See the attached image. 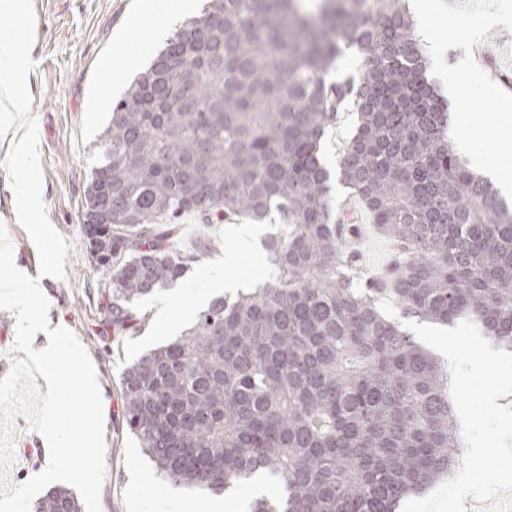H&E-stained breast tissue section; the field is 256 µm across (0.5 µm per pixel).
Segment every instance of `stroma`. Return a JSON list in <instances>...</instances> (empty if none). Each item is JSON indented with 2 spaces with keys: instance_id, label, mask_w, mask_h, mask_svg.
<instances>
[{
  "instance_id": "1",
  "label": "stroma",
  "mask_w": 512,
  "mask_h": 512,
  "mask_svg": "<svg viewBox=\"0 0 512 512\" xmlns=\"http://www.w3.org/2000/svg\"><path fill=\"white\" fill-rule=\"evenodd\" d=\"M35 43L27 77L31 114L37 121L43 199L48 216L70 249L65 279L41 278L50 304L51 326L70 330L87 349L105 403L106 470L100 512H195L210 499L208 491L160 483L152 463L130 435L123 418L119 382L124 367L146 350L178 334L212 297L213 273L251 288L269 279L263 251H242L236 232L245 220L231 217L209 223L186 213L175 222L178 246L198 251L185 276L138 308L145 322L138 333L101 337L97 299L105 280L82 244L84 190L90 180L94 144L108 122L113 102L137 71L145 70L175 30L159 13L136 12L134 0H33ZM478 65L490 75L512 77V31L491 29L473 48ZM11 135L0 136V223L6 227L14 262L37 277L36 248L16 218L6 170ZM365 274L385 271L396 243L362 221L353 242ZM39 277V276H38ZM14 455L5 470V486L26 482L46 466L48 446L25 417H17Z\"/></svg>"
}]
</instances>
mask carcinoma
I'll return each instance as SVG.
<instances>
[{
  "mask_svg": "<svg viewBox=\"0 0 512 512\" xmlns=\"http://www.w3.org/2000/svg\"><path fill=\"white\" fill-rule=\"evenodd\" d=\"M358 84L332 81L345 52ZM404 0H208L112 104L84 191L112 189L107 224L82 241L107 279L100 325L136 332L134 306L182 278L197 253L175 219L275 212L270 280L216 296L120 378L123 417L161 480L224 493L277 487L246 512H393L451 474L461 447L448 368L380 310L478 324L512 349V203L458 157L448 102L426 76ZM357 128L340 182L398 245L366 276L336 223L319 142L346 99ZM80 512L58 488L38 512Z\"/></svg>",
  "mask_w": 512,
  "mask_h": 512,
  "instance_id": "obj_1",
  "label": "carcinoma"
}]
</instances>
